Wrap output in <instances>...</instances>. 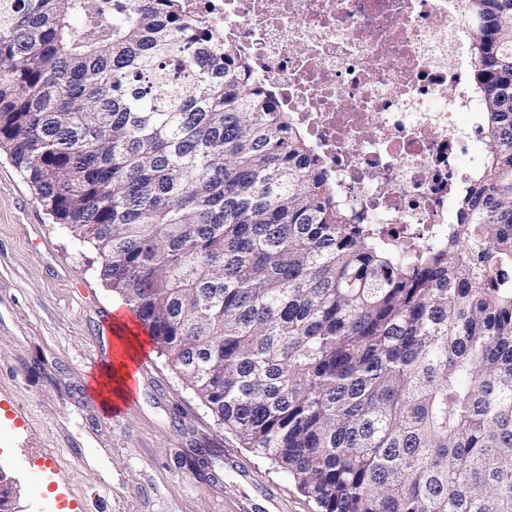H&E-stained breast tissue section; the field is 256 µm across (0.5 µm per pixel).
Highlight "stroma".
<instances>
[{
    "label": "stroma",
    "mask_w": 512,
    "mask_h": 512,
    "mask_svg": "<svg viewBox=\"0 0 512 512\" xmlns=\"http://www.w3.org/2000/svg\"><path fill=\"white\" fill-rule=\"evenodd\" d=\"M0 151V472L23 512H318L222 428L149 338L134 403L94 392L127 307Z\"/></svg>",
    "instance_id": "stroma-1"
}]
</instances>
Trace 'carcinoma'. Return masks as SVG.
I'll return each instance as SVG.
<instances>
[{
    "instance_id": "obj_1",
    "label": "carcinoma",
    "mask_w": 512,
    "mask_h": 512,
    "mask_svg": "<svg viewBox=\"0 0 512 512\" xmlns=\"http://www.w3.org/2000/svg\"><path fill=\"white\" fill-rule=\"evenodd\" d=\"M468 7L487 161L428 247L347 211L181 0H0V148L320 512H512V0Z\"/></svg>"
}]
</instances>
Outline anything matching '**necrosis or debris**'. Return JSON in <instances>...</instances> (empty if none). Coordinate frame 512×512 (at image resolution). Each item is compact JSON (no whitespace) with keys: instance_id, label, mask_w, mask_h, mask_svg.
Masks as SVG:
<instances>
[{"instance_id":"necrosis-or-debris-1","label":"necrosis or debris","mask_w":512,"mask_h":512,"mask_svg":"<svg viewBox=\"0 0 512 512\" xmlns=\"http://www.w3.org/2000/svg\"><path fill=\"white\" fill-rule=\"evenodd\" d=\"M272 83L348 209L391 236L448 233L485 141L467 0H182ZM476 114L469 127L455 115Z\"/></svg>"}]
</instances>
